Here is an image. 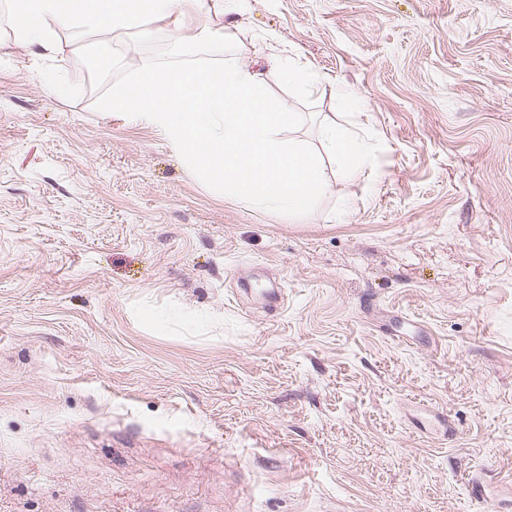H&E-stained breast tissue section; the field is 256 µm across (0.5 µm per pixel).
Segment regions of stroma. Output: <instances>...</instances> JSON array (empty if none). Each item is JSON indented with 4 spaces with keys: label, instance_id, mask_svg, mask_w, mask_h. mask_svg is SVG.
<instances>
[{
    "label": "stroma",
    "instance_id": "obj_1",
    "mask_svg": "<svg viewBox=\"0 0 512 512\" xmlns=\"http://www.w3.org/2000/svg\"><path fill=\"white\" fill-rule=\"evenodd\" d=\"M216 30L290 139L366 142L311 214L97 110L79 49L146 63L129 36L0 15V512H512V0H224L180 37ZM271 65L280 72L288 83L298 86L301 89L313 86V84L319 81L314 73L288 62V60H277L272 62Z\"/></svg>",
    "mask_w": 512,
    "mask_h": 512
}]
</instances>
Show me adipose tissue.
I'll return each mask as SVG.
<instances>
[{
  "label": "adipose tissue",
  "instance_id": "obj_1",
  "mask_svg": "<svg viewBox=\"0 0 512 512\" xmlns=\"http://www.w3.org/2000/svg\"><path fill=\"white\" fill-rule=\"evenodd\" d=\"M22 18L12 26L19 45L37 44L52 49L57 30L105 28L113 33L134 32L143 43L156 35L158 24L179 26L183 16L219 10L223 0H21ZM322 140L329 158L343 175H351L361 153V144L336 125L322 127Z\"/></svg>",
  "mask_w": 512,
  "mask_h": 512
}]
</instances>
